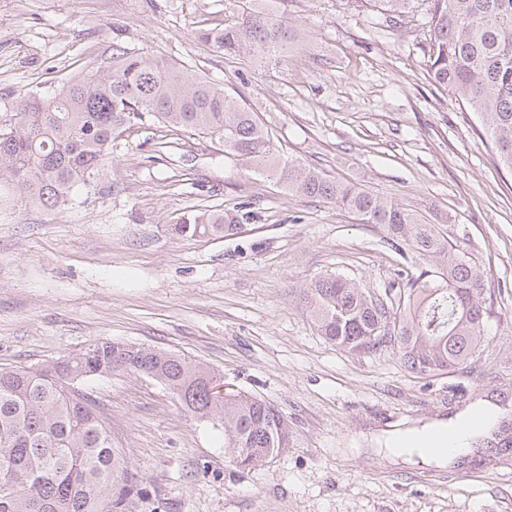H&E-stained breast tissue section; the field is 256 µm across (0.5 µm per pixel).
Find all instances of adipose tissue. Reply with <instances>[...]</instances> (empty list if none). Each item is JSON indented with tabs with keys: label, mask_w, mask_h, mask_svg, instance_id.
Wrapping results in <instances>:
<instances>
[{
	"label": "adipose tissue",
	"mask_w": 512,
	"mask_h": 512,
	"mask_svg": "<svg viewBox=\"0 0 512 512\" xmlns=\"http://www.w3.org/2000/svg\"><path fill=\"white\" fill-rule=\"evenodd\" d=\"M499 409L479 404L474 410L446 424H435L393 433L387 445L422 458L439 461L466 452L476 436L497 419Z\"/></svg>",
	"instance_id": "1"
}]
</instances>
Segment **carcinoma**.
Wrapping results in <instances>:
<instances>
[{"instance_id": "obj_1", "label": "carcinoma", "mask_w": 512, "mask_h": 512, "mask_svg": "<svg viewBox=\"0 0 512 512\" xmlns=\"http://www.w3.org/2000/svg\"><path fill=\"white\" fill-rule=\"evenodd\" d=\"M243 0L238 15L199 38L228 56L275 59L302 38ZM388 19L409 0H375ZM428 38L421 46L433 85L476 114L501 164L512 170V0H428ZM157 121L202 135L255 172L268 171L298 195L333 203L393 242L432 261L397 303H386L341 276H321L306 290V311L321 335L352 352L390 346L407 368L433 375L472 358L484 341L488 309L483 272L441 225L379 195L340 184L316 168L282 160L257 113L224 94L192 67L112 44V56L81 70L49 94L16 101L0 119V197L58 207L89 188L112 159L131 123ZM237 215L222 209L181 217L173 230L233 236ZM154 373L173 394H191V413L217 423L224 454L246 470L290 443L286 416L252 395L230 392L216 403L204 389L213 374L181 354L99 340L83 352L42 366L0 369V512H131L136 481L112 448L100 406L76 384L115 372Z\"/></svg>"}]
</instances>
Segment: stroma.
Masks as SVG:
<instances>
[{"mask_svg": "<svg viewBox=\"0 0 512 512\" xmlns=\"http://www.w3.org/2000/svg\"><path fill=\"white\" fill-rule=\"evenodd\" d=\"M257 7L306 34L262 66L198 37L237 0H0V117L116 42L195 66L258 112L284 160L437 218L487 275L486 342L429 376L386 348L336 347L304 312L316 278L392 298L425 261L149 117L125 129L72 204L0 202V368L50 364L100 339L135 343L206 364L287 417L288 448L243 471L223 434L157 382L116 372L84 383L136 478V512H512V461L427 463L375 441L482 399L512 405V171L474 114L432 85L424 0L398 29L350 0ZM220 208L244 216L241 233L172 230Z\"/></svg>", "mask_w": 512, "mask_h": 512, "instance_id": "stroma-1", "label": "stroma"}]
</instances>
